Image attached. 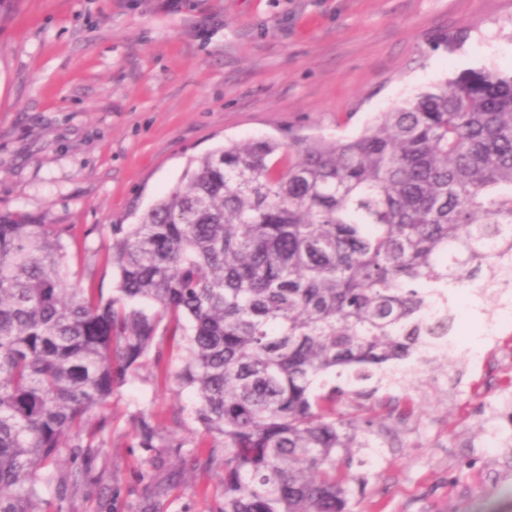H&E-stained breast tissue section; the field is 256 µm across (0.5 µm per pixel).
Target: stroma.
I'll use <instances>...</instances> for the list:
<instances>
[{"label":"stroma","instance_id":"35a3bbf8","mask_svg":"<svg viewBox=\"0 0 512 512\" xmlns=\"http://www.w3.org/2000/svg\"><path fill=\"white\" fill-rule=\"evenodd\" d=\"M464 41L440 44L444 34ZM512 69V0H13L0 15V212L68 230L73 280L111 292V225L134 223L190 159L224 141L359 134L374 113L463 69ZM447 361L359 383L339 413L371 426L353 451L352 512H512V308L495 340L468 309ZM129 373L90 417L106 428L41 488L44 512H219L223 448L174 374L182 351ZM149 420L157 447H140Z\"/></svg>","mask_w":512,"mask_h":512}]
</instances>
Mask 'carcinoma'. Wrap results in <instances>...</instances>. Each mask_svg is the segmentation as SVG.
<instances>
[{
    "mask_svg": "<svg viewBox=\"0 0 512 512\" xmlns=\"http://www.w3.org/2000/svg\"><path fill=\"white\" fill-rule=\"evenodd\" d=\"M110 233L106 296L70 283L62 229L0 213V512L78 488L52 467L162 325L224 448L221 512H350L370 430L318 384L388 374L455 290L512 277V71L463 70L353 137L229 141ZM136 436L156 447L150 421Z\"/></svg>",
    "mask_w": 512,
    "mask_h": 512,
    "instance_id": "cac0c4a2",
    "label": "carcinoma"
}]
</instances>
